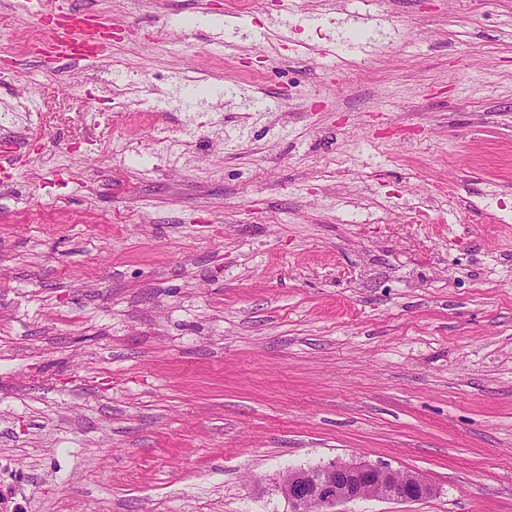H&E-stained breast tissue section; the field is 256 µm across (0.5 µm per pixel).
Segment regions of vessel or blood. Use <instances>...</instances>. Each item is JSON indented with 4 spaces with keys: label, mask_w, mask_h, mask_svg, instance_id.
<instances>
[{
    "label": "vessel or blood",
    "mask_w": 512,
    "mask_h": 512,
    "mask_svg": "<svg viewBox=\"0 0 512 512\" xmlns=\"http://www.w3.org/2000/svg\"><path fill=\"white\" fill-rule=\"evenodd\" d=\"M12 7L36 18L54 59L69 67H86L104 58L112 46V23L94 12H83L82 24L64 25V18L75 12L70 0H12Z\"/></svg>",
    "instance_id": "1"
}]
</instances>
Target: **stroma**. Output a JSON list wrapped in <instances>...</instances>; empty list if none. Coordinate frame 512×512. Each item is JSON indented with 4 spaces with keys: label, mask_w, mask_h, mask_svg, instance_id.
Returning <instances> with one entry per match:
<instances>
[{
    "label": "stroma",
    "mask_w": 512,
    "mask_h": 512,
    "mask_svg": "<svg viewBox=\"0 0 512 512\" xmlns=\"http://www.w3.org/2000/svg\"><path fill=\"white\" fill-rule=\"evenodd\" d=\"M8 2L15 512H290L281 479L333 461L433 488L342 512H512V0H73L126 34L76 74Z\"/></svg>",
    "instance_id": "obj_1"
}]
</instances>
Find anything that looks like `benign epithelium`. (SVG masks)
<instances>
[{"label":"benign epithelium","mask_w":512,"mask_h":512,"mask_svg":"<svg viewBox=\"0 0 512 512\" xmlns=\"http://www.w3.org/2000/svg\"><path fill=\"white\" fill-rule=\"evenodd\" d=\"M292 512H305L309 505H337L364 497L396 498L416 502L432 493L418 474L403 473L366 463L331 462L317 475L291 471L279 486Z\"/></svg>","instance_id":"benign-epithelium-1"}]
</instances>
